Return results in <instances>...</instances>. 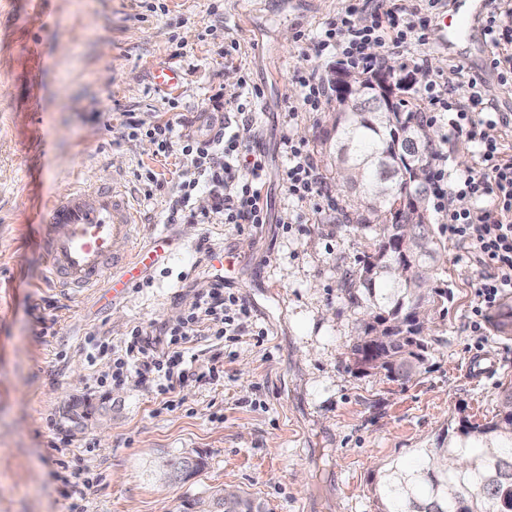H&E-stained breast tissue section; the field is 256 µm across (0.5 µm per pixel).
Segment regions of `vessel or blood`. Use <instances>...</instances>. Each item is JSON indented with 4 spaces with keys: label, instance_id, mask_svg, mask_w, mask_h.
I'll use <instances>...</instances> for the list:
<instances>
[{
    "label": "vessel or blood",
    "instance_id": "obj_1",
    "mask_svg": "<svg viewBox=\"0 0 512 512\" xmlns=\"http://www.w3.org/2000/svg\"><path fill=\"white\" fill-rule=\"evenodd\" d=\"M457 17L485 28L487 0H453ZM45 227L40 244L50 285L82 292L103 283L122 285L127 275L150 259L152 252L134 244L137 209L119 180L78 185L44 204L35 215ZM126 241L117 253V241Z\"/></svg>",
    "mask_w": 512,
    "mask_h": 512
}]
</instances>
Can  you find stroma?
<instances>
[{
	"mask_svg": "<svg viewBox=\"0 0 512 512\" xmlns=\"http://www.w3.org/2000/svg\"><path fill=\"white\" fill-rule=\"evenodd\" d=\"M403 9L429 13L425 0H0V512H67L78 501L85 512H193L225 488L253 494L266 512H379L374 487L386 463L413 464L417 449L447 443L462 421L496 420L512 383V295L475 335L483 268L457 241L433 280L450 297L425 330L421 373L391 381L361 371L350 354L368 315L347 282L370 242L345 223L348 192L322 149L336 99L307 112L295 86L341 66L316 48L336 18ZM428 36L422 49L378 51L396 75L417 78L401 90L404 104L424 109L427 77L455 83L479 70L475 111L512 113V84L489 61L474 62L470 42L452 57L436 29ZM164 65L180 68L176 89L154 85ZM243 75L264 91L247 140L266 158L268 223H166L182 161L125 136V113L170 118L175 137L196 135L213 95L236 96ZM299 140L335 208L289 196L280 174ZM149 170L164 187L147 200L137 177ZM116 174L136 200L137 241L151 245L152 259L118 295L46 285L36 208ZM219 277L249 309V330L223 346L198 337L191 353L222 358L223 378L192 383L169 410L132 381L98 387L112 359L89 363L88 338L119 346ZM479 355L494 360L492 376L470 374ZM188 454L202 469L168 481L166 462ZM63 459L78 469L60 467Z\"/></svg>",
	"mask_w": 512,
	"mask_h": 512,
	"instance_id": "obj_1",
	"label": "stroma"
}]
</instances>
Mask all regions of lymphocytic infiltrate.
Returning <instances> with one entry per match:
<instances>
[{
    "mask_svg": "<svg viewBox=\"0 0 512 512\" xmlns=\"http://www.w3.org/2000/svg\"><path fill=\"white\" fill-rule=\"evenodd\" d=\"M429 26L428 17L411 20L395 11L361 20L348 14L337 18L325 31L321 46L335 49L351 67L369 70L376 62V48L390 45L404 50L411 42L425 43ZM487 32L492 42L502 47L491 64L502 81L512 82V8H494L487 20ZM421 94L429 106L431 123L448 126L455 138L477 146L475 164L454 177L448 173L447 156L436 158L430 170V196L443 232L467 244L488 269L478 280L473 309L474 316L482 321L512 292V154L487 133L488 128L507 124L508 119L473 117L469 106L479 100V83L473 77L452 88L432 78ZM249 121L246 106L240 103L236 106L235 133L177 140L170 123H148L128 113L124 128L129 135L147 136L156 144L158 155L176 151L186 161L180 195L168 209L167 223L180 224L189 218L200 224L266 223L268 204L258 187L266 161L264 155L246 144L244 133ZM282 180L289 195L296 199L320 200L325 196L305 142L290 145ZM202 187L207 189L211 204L198 212L191 204ZM249 317L247 307L225 293L223 283H214L191 308L175 320L164 322L158 330L132 329L112 360L111 380L116 384L132 380L147 386L163 408H173L174 394L190 383L214 379L224 371L213 360L193 367L185 357L189 345L200 336L220 341L224 336L238 335L247 328Z\"/></svg>",
    "mask_w": 512,
    "mask_h": 512,
    "instance_id": "obj_1",
    "label": "lymphocytic infiltrate"
}]
</instances>
